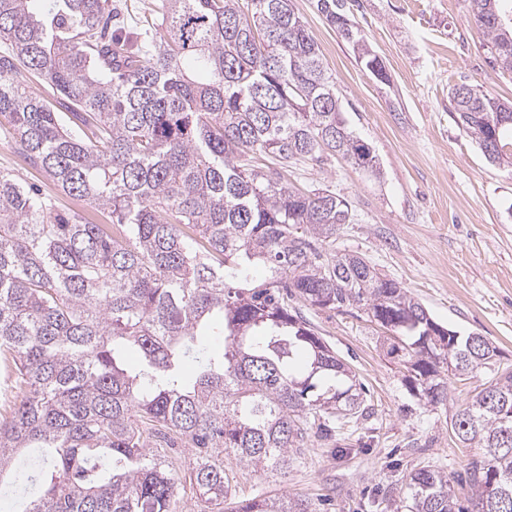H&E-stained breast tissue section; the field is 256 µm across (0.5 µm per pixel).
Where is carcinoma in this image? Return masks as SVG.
Instances as JSON below:
<instances>
[{"mask_svg":"<svg viewBox=\"0 0 512 512\" xmlns=\"http://www.w3.org/2000/svg\"><path fill=\"white\" fill-rule=\"evenodd\" d=\"M0 0V136L62 192L112 223L56 215L0 171V487L15 457L43 448L26 512H177L189 486L199 512L233 501L224 457L279 474L311 436L366 414L362 386L299 316L362 306L405 337L413 395L448 400L460 376L494 372L485 336L436 322L398 281L336 249L349 201L300 190L285 173L340 155L381 174L350 130L336 81L292 0H160V26L131 42L110 32L112 0ZM504 0H470L488 48L512 73ZM380 82L388 76L345 0H317ZM37 74L56 90L28 86ZM455 122L509 160L512 105L467 84L449 92ZM265 279L247 286L243 273ZM224 337L208 353L198 336ZM137 353L139 366L127 364ZM195 362L188 373L185 364ZM458 440L483 450L469 489L477 512H512V371L456 411ZM193 450L186 469L166 449ZM394 512H464L445 472L407 476ZM230 512H310L288 494L234 501Z\"/></svg>","mask_w":512,"mask_h":512,"instance_id":"cac0c4a2","label":"carcinoma"}]
</instances>
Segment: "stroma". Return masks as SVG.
<instances>
[{
    "instance_id": "obj_1",
    "label": "stroma",
    "mask_w": 512,
    "mask_h": 512,
    "mask_svg": "<svg viewBox=\"0 0 512 512\" xmlns=\"http://www.w3.org/2000/svg\"><path fill=\"white\" fill-rule=\"evenodd\" d=\"M293 7L336 81L350 129L373 146L382 177L330 155L290 169L289 184L344 195L354 221L337 248L400 282L438 324L489 338L499 368L512 369V165L485 159L455 123L448 97L465 83L512 102V74L494 60L469 0H346L349 18L388 73L385 84L361 68L317 0H293ZM0 171L39 188L55 213L112 221L110 211L58 190L4 138ZM299 310L363 384L371 415L345 435L312 440L283 476L225 462L237 499L288 493L312 512H392L391 502L407 494V475L422 467L447 472L466 494L464 478L482 451L455 437L451 419L492 373L449 376L447 403L433 406L406 390L407 370L390 353L393 335L363 309L303 303Z\"/></svg>"
}]
</instances>
